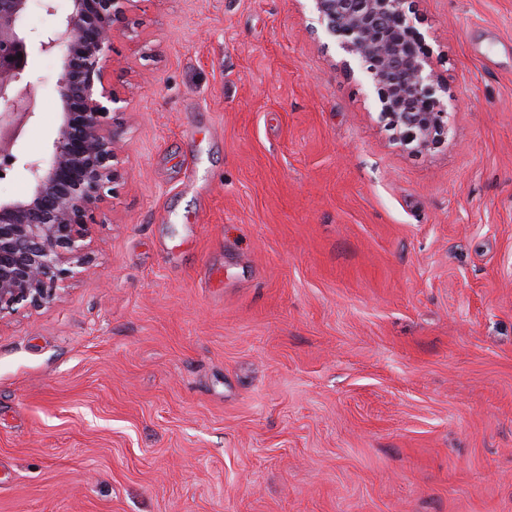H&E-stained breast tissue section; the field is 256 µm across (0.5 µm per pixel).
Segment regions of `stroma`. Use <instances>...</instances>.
Here are the masks:
<instances>
[{"label": "stroma", "instance_id": "obj_1", "mask_svg": "<svg viewBox=\"0 0 512 512\" xmlns=\"http://www.w3.org/2000/svg\"><path fill=\"white\" fill-rule=\"evenodd\" d=\"M412 8L419 153L312 0H139L88 258L0 317V512H512V0Z\"/></svg>", "mask_w": 512, "mask_h": 512}]
</instances>
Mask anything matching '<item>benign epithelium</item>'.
I'll use <instances>...</instances> for the list:
<instances>
[{"label":"benign epithelium","mask_w":512,"mask_h":512,"mask_svg":"<svg viewBox=\"0 0 512 512\" xmlns=\"http://www.w3.org/2000/svg\"><path fill=\"white\" fill-rule=\"evenodd\" d=\"M31 0H0V173L21 161V127L35 117L29 49L58 53L61 121L47 160H28L34 186L24 199L0 200V317L19 305L51 303L85 263L97 213L121 177L117 128L123 102L112 81L113 37L138 0H71L59 16L55 0H39L56 17L41 31L21 25ZM317 21L339 39L374 85L382 119L414 150L440 143L448 110L417 32L410 0H312Z\"/></svg>","instance_id":"1"}]
</instances>
